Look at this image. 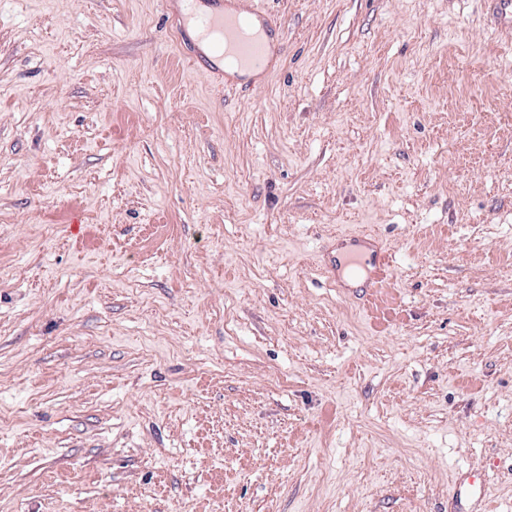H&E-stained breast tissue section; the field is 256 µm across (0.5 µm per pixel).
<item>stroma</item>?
I'll use <instances>...</instances> for the list:
<instances>
[{
    "mask_svg": "<svg viewBox=\"0 0 512 512\" xmlns=\"http://www.w3.org/2000/svg\"><path fill=\"white\" fill-rule=\"evenodd\" d=\"M258 2L220 91L164 0H0V512H512V34ZM336 240L350 246L347 250L350 252L351 265L360 268L372 267L368 271L369 277L363 281L362 285L366 288H376L390 267L389 257L386 250L380 246L378 239L366 233L343 232L336 235ZM365 244L374 248L371 255L365 253L361 248ZM486 484L479 470L466 471L456 478L448 488V512H484L486 510ZM470 504L464 511L462 505Z\"/></svg>",
    "mask_w": 512,
    "mask_h": 512,
    "instance_id": "1",
    "label": "stroma"
}]
</instances>
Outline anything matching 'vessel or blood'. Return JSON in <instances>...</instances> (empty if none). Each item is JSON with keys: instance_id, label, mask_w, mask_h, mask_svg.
Here are the masks:
<instances>
[{"instance_id": "vessel-or-blood-1", "label": "vessel or blood", "mask_w": 512, "mask_h": 512, "mask_svg": "<svg viewBox=\"0 0 512 512\" xmlns=\"http://www.w3.org/2000/svg\"><path fill=\"white\" fill-rule=\"evenodd\" d=\"M489 14L502 30H512V0H486ZM180 37L196 33L201 41L195 60L214 73L221 85L235 84L239 68H248L256 79H265L275 66L270 44L249 33L253 23L268 24L269 18L255 0H168ZM338 241L348 245L350 263L369 271L364 285L376 287L390 267L389 257L377 240L366 233L343 232ZM486 484L480 471L457 475L448 489V512H485Z\"/></svg>"}]
</instances>
